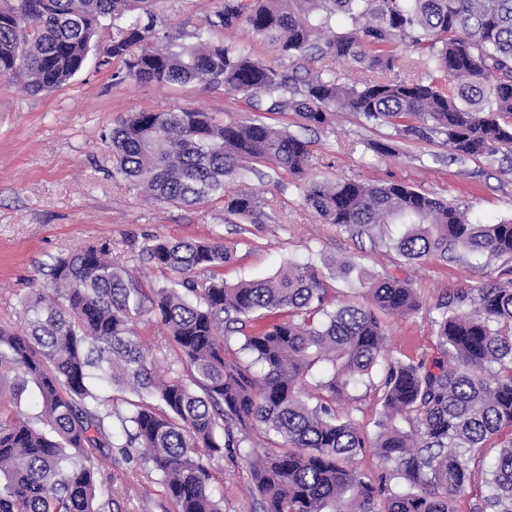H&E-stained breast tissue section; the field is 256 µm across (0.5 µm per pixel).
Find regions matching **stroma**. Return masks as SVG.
Masks as SVG:
<instances>
[{"mask_svg":"<svg viewBox=\"0 0 512 512\" xmlns=\"http://www.w3.org/2000/svg\"><path fill=\"white\" fill-rule=\"evenodd\" d=\"M219 0H157L156 33L173 49L193 43L194 34ZM104 20L99 46L61 88L30 95L0 86V323L20 326L23 297L50 289L54 257L91 242H110L112 256L149 289L167 275L144 263L140 247L150 237L170 240L220 238L234 251L225 266L227 282L264 279L286 262L323 266L326 259L354 260L371 271L408 280L423 304L414 316L387 319V354L430 361L439 357L435 306L458 289L480 288L488 280L512 282V262L464 256L455 262L431 258L409 263L394 252L371 247L339 226L320 223L290 185L278 189L276 175L248 176L245 184L266 200L268 217L247 224L225 215L213 199L195 207L157 204L140 186L117 174L111 130L132 113L199 107L245 121L254 111L223 88L200 85L144 86L115 81L98 65V49L112 33ZM394 130L342 113L336 128L312 134L313 172L318 177L404 183L468 209L485 223L512 219V173L484 160H450L440 143L397 140L393 156L372 162L370 145ZM132 325L151 347L159 367L177 359L175 345L150 305L132 315ZM213 467L224 481V512H254L256 491L240 460L224 457ZM112 490L122 512H173L171 501L149 468L106 459Z\"/></svg>","mask_w":512,"mask_h":512,"instance_id":"1","label":"stroma"}]
</instances>
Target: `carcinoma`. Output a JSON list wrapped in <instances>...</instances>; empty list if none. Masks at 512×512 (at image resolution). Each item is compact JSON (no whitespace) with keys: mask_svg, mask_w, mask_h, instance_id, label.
Listing matches in <instances>:
<instances>
[{"mask_svg":"<svg viewBox=\"0 0 512 512\" xmlns=\"http://www.w3.org/2000/svg\"><path fill=\"white\" fill-rule=\"evenodd\" d=\"M154 2L0 0V70L30 95L56 89L82 68L102 19L134 14L112 25L104 48L101 65L121 63L115 80L223 86L294 113L306 130L332 131L337 113L353 112L404 139L438 138L454 161L512 168L503 150L512 144V0H224L180 51L158 44ZM333 20L338 30L318 37ZM240 24L275 64L224 40ZM408 48L425 56L424 76L391 75ZM346 60L364 76L340 77L335 65ZM111 138L117 172L160 204L217 197L225 213L262 224L266 203L245 189L226 198L224 185L264 167L307 179L304 202L322 223L407 261L512 259V220L483 224L402 184L316 180L312 142L259 118L145 110ZM110 254L98 243L54 258L52 295L22 301L21 328L0 326V512H120L98 466L105 448L156 472L174 512H223L213 461L226 448L239 449L259 512H456L471 464L496 448L477 510L512 512V287L490 280L475 294H448L434 320L441 357L387 363L370 436L336 404L373 381L383 317L421 309L408 281L331 259L325 268L356 281L366 300L337 304L312 264L228 285L212 275L233 259L223 241L154 237L142 259L170 277L147 293ZM146 301L178 351L164 375L130 325ZM30 389L33 416L13 410ZM114 389L137 399L120 409L104 395ZM367 452L403 486L359 471Z\"/></svg>","mask_w":512,"mask_h":512,"instance_id":"1","label":"carcinoma"}]
</instances>
